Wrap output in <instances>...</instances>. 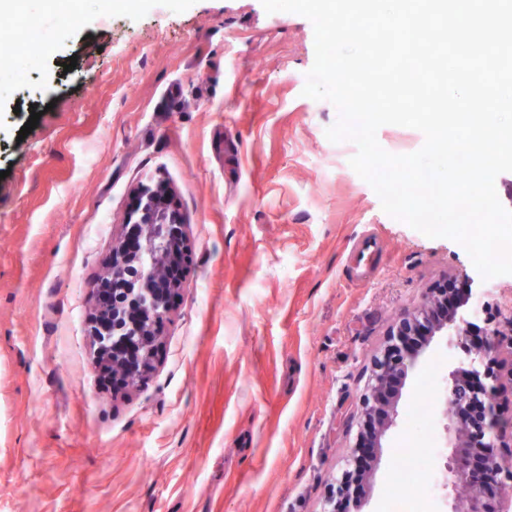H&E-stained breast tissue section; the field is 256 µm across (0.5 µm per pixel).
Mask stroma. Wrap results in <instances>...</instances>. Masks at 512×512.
Listing matches in <instances>:
<instances>
[{
  "label": "stroma",
  "mask_w": 512,
  "mask_h": 512,
  "mask_svg": "<svg viewBox=\"0 0 512 512\" xmlns=\"http://www.w3.org/2000/svg\"><path fill=\"white\" fill-rule=\"evenodd\" d=\"M28 24L0 45V512H323L370 360L427 288L471 279V305L512 331V275L483 279L460 243L389 216L349 164L356 145L328 140L337 109L302 94L307 18L261 0H88L65 29L32 0ZM160 179L193 265L152 370L115 394L92 289L136 189ZM368 234L379 252L359 266ZM464 360L441 334L418 359L361 512H390L407 448L436 484L416 512H449L443 394L432 434L407 424L428 376Z\"/></svg>",
  "instance_id": "stroma-1"
}]
</instances>
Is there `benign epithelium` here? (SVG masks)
I'll use <instances>...</instances> for the list:
<instances>
[{"instance_id":"7a95c632","label":"benign epithelium","mask_w":512,"mask_h":512,"mask_svg":"<svg viewBox=\"0 0 512 512\" xmlns=\"http://www.w3.org/2000/svg\"><path fill=\"white\" fill-rule=\"evenodd\" d=\"M129 218L133 219L130 234L112 249L105 276L94 286L92 335L114 389L134 387L151 368L160 347L159 329L192 265L181 213L163 182L137 191ZM461 304L456 282L446 279L427 289L423 303L404 312L392 326L387 345L371 361L361 430L352 450L354 467L342 472L325 512H345L343 503L349 501L351 489L373 477L376 449L395 424L409 371L442 332L456 337L467 360V367L450 373L443 411L451 448L445 469L455 493L450 512H512L511 505L497 506L502 500L503 471L497 448L512 447L503 441L512 423L503 421L495 391L484 382L493 376L489 356L500 342V332L482 330L459 314Z\"/></svg>"}]
</instances>
